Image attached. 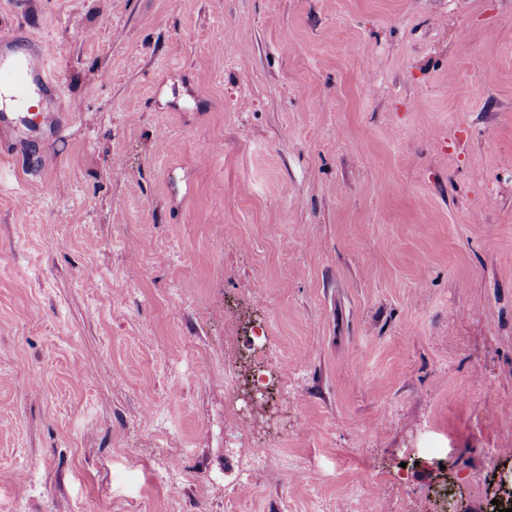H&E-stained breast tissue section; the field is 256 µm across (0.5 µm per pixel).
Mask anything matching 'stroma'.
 <instances>
[{"label":"stroma","instance_id":"stroma-1","mask_svg":"<svg viewBox=\"0 0 512 512\" xmlns=\"http://www.w3.org/2000/svg\"><path fill=\"white\" fill-rule=\"evenodd\" d=\"M2 31L57 57L64 127L0 132V512H488L512 0H0Z\"/></svg>","mask_w":512,"mask_h":512}]
</instances>
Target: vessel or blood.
I'll return each instance as SVG.
<instances>
[{
    "label": "vessel or blood",
    "mask_w": 512,
    "mask_h": 512,
    "mask_svg": "<svg viewBox=\"0 0 512 512\" xmlns=\"http://www.w3.org/2000/svg\"><path fill=\"white\" fill-rule=\"evenodd\" d=\"M57 91V76L48 54L38 48L17 54L13 37H0V125L37 129L60 124L58 115L38 103Z\"/></svg>",
    "instance_id": "1"
}]
</instances>
